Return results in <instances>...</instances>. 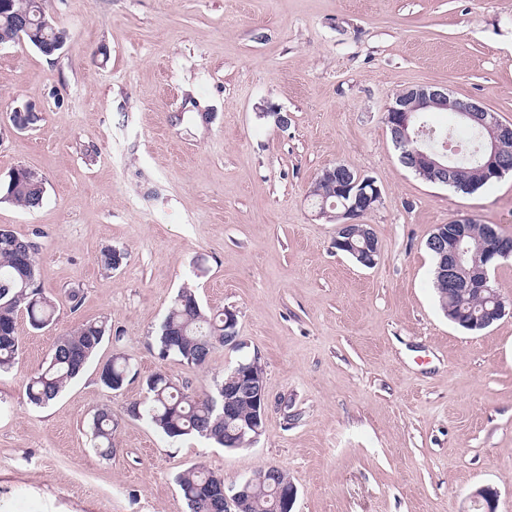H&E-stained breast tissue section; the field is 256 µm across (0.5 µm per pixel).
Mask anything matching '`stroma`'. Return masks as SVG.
Instances as JSON below:
<instances>
[{"mask_svg":"<svg viewBox=\"0 0 512 512\" xmlns=\"http://www.w3.org/2000/svg\"><path fill=\"white\" fill-rule=\"evenodd\" d=\"M69 34L46 56L0 47V123L22 103L37 127L0 133V181L43 175L32 210L0 202V225L38 247L55 322L17 317L0 374V512H186L191 465L231 486L270 466L293 512H474L498 489L512 512V316L472 332L442 312L426 240L470 216L512 236V174L471 194L399 161L384 113L402 88L437 84L512 123V0H48ZM287 114L277 127L268 111ZM341 162L373 177L364 216L380 255L337 251V224L308 192ZM124 251L115 271L105 248ZM237 315L240 347L204 367L160 358L154 336L182 286ZM80 302L72 304L70 291ZM107 319L112 335L43 408L25 397L59 336ZM137 379L107 390L114 355ZM259 358L267 417L248 447L179 443L125 413L162 372L210 389ZM111 408L112 459L92 417Z\"/></svg>","mask_w":512,"mask_h":512,"instance_id":"1","label":"stroma"}]
</instances>
